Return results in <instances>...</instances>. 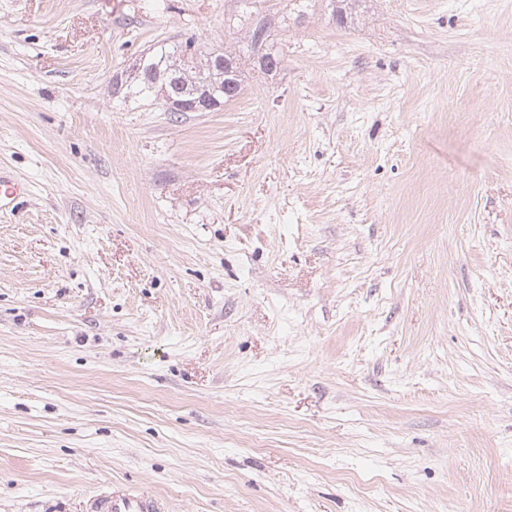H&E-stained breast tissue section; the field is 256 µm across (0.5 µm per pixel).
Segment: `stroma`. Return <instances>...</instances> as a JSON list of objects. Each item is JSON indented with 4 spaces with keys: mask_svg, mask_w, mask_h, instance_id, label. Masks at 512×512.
Returning a JSON list of instances; mask_svg holds the SVG:
<instances>
[{
    "mask_svg": "<svg viewBox=\"0 0 512 512\" xmlns=\"http://www.w3.org/2000/svg\"><path fill=\"white\" fill-rule=\"evenodd\" d=\"M226 0H0V512H512V0L272 25L217 112L112 93ZM27 192L25 183L0 172V212L12 211ZM87 512H167L163 502L146 489L112 486L86 503Z\"/></svg>",
    "mask_w": 512,
    "mask_h": 512,
    "instance_id": "35a3bbf8",
    "label": "stroma"
}]
</instances>
